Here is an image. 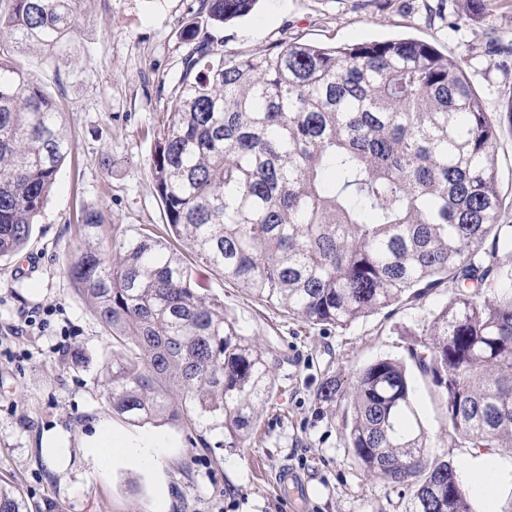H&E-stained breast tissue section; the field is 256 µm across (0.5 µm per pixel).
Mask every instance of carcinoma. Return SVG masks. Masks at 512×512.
Here are the masks:
<instances>
[{"label":"carcinoma","instance_id":"carcinoma-1","mask_svg":"<svg viewBox=\"0 0 512 512\" xmlns=\"http://www.w3.org/2000/svg\"><path fill=\"white\" fill-rule=\"evenodd\" d=\"M205 25L256 0H200ZM77 0H0V257L23 249L71 147L57 102L16 56L58 48ZM150 172L168 238L105 244L83 216L67 267L122 346L105 385L135 423L221 426L244 446L272 398V349L247 337L192 278L183 252L307 324L345 328L453 286L428 341L411 349L458 448L512 451V225L502 223L499 122L456 62L416 39L336 47L284 42L224 53L197 26ZM493 239L491 250L485 249ZM319 404L343 402V435L364 472L406 487V512H472L456 467L429 452L406 366L385 358ZM0 512H28L0 484Z\"/></svg>","mask_w":512,"mask_h":512}]
</instances>
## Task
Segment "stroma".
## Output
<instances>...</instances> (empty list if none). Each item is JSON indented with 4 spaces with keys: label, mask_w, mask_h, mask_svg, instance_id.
<instances>
[{
    "label": "stroma",
    "mask_w": 512,
    "mask_h": 512,
    "mask_svg": "<svg viewBox=\"0 0 512 512\" xmlns=\"http://www.w3.org/2000/svg\"><path fill=\"white\" fill-rule=\"evenodd\" d=\"M199 6L80 0L78 30L58 52L35 47L19 56L57 100L72 147L28 243L0 260V481L22 492L29 512L49 503L54 512H405L409 490L368 476L347 448L344 406L317 405L314 395L326 377L348 386L375 360L408 361L450 288L343 329L323 328L289 318L195 261V278L244 333L267 337L285 356L253 445L223 447L218 428L134 423L106 398L117 348L66 265L87 209L101 210L118 238L165 235L150 162L188 49L185 26ZM215 35L225 52L241 54L284 41L339 46L411 37L458 63L493 117L502 120L512 99V54L489 50L493 39L512 40V0H257ZM411 377L432 454L464 470L471 451L441 440L444 411L433 384L416 371ZM106 428L132 444H154L156 462L118 455L94 468L89 444ZM49 433L63 437L65 464L44 453ZM285 465L305 480L306 497L293 499L271 483Z\"/></svg>",
    "instance_id": "stroma-1"
}]
</instances>
